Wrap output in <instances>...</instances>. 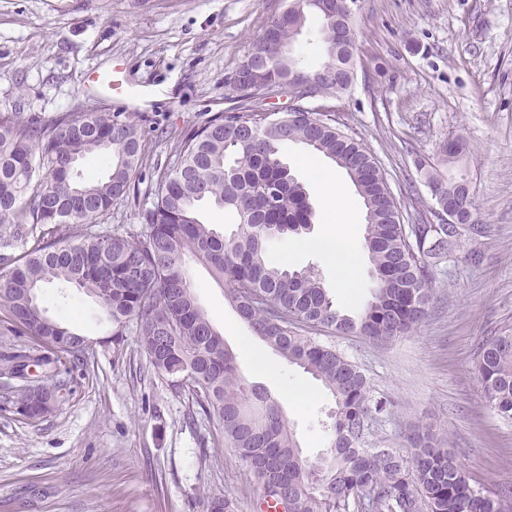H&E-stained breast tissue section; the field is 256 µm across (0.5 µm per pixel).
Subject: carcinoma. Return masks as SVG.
<instances>
[{"label": "carcinoma", "instance_id": "cac0c4a2", "mask_svg": "<svg viewBox=\"0 0 512 512\" xmlns=\"http://www.w3.org/2000/svg\"><path fill=\"white\" fill-rule=\"evenodd\" d=\"M334 0H308L299 20L271 21L241 62L260 58L265 80L290 70L317 77L319 93L336 99L354 81L355 33L336 45ZM319 20L324 58L308 65L281 47L298 40L310 15ZM302 145L334 162L362 199L365 249L373 267L371 300L356 315L341 313L315 270H288L269 258L272 241L297 234L313 221L303 184L285 151ZM460 139L441 146V162L464 155ZM100 154L105 177L78 180L74 164ZM144 139L137 126L110 112H65L49 122L22 112L0 113V335L26 336L32 352L0 356V378L36 365L62 392V369L86 359V336L48 315L39 291L54 282L92 292L112 323V343L134 324L152 368L188 384L202 413L216 421L224 443L259 483L258 512H512L507 490L477 487L428 426L415 425L409 451L369 440V423L395 407L375 395L357 365L321 340L361 336L383 342L418 327L430 302L433 260L446 257L461 237L475 233L472 200L463 178L443 180L463 224H405L374 156L334 112L274 115L254 98L184 132L176 161L146 189L152 198L137 231L96 230L130 194L141 166ZM213 204L235 215L226 237L202 223L197 210ZM202 262L252 333L291 364L321 381L334 401L329 450L309 464L280 402L246 383L235 353L224 344L198 301L189 262ZM487 407L512 419V329L492 336L475 363ZM23 390L3 409L23 420L38 413Z\"/></svg>", "mask_w": 512, "mask_h": 512}]
</instances>
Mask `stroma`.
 Wrapping results in <instances>:
<instances>
[{"label": "stroma", "instance_id": "35a3bbf8", "mask_svg": "<svg viewBox=\"0 0 512 512\" xmlns=\"http://www.w3.org/2000/svg\"><path fill=\"white\" fill-rule=\"evenodd\" d=\"M289 0H0V112L51 119L93 108L126 118L145 140L136 180L149 185L175 160L181 135L237 106L228 78ZM355 80L337 113L377 158L404 216L441 223L427 169L467 176L479 235L461 238L432 268L429 314L415 331L377 345L336 336L376 394L395 402L370 424L373 441L401 447L414 424H434L470 477L512 488V419L491 411L474 370L480 345L512 328V0H354ZM119 69L129 98L95 96L97 73ZM459 138L461 164L438 165L440 145ZM286 159L315 209L309 230L276 243L275 262L318 267L337 308L353 315L370 298L360 257L350 294L336 267L302 249L325 229L324 200L302 160ZM344 193L335 220L362 243L365 214L345 173L319 158ZM197 295L247 383L282 400L302 457L326 453L334 407L310 374L247 328L206 267L191 263ZM51 317L78 328L92 349L56 408L27 421L0 411V512H203L209 497L252 512L258 482L224 445L186 390L155 372L134 334L108 343L112 327L82 289L47 285ZM263 354L272 373L254 362ZM294 387L305 403H285Z\"/></svg>", "mask_w": 512, "mask_h": 512}]
</instances>
